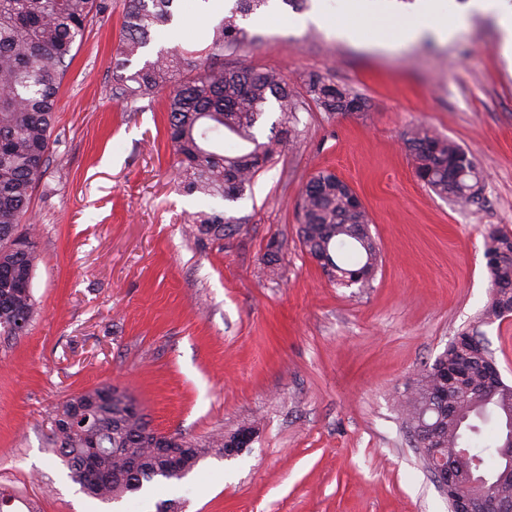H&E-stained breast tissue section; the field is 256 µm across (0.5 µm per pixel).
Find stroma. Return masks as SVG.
Returning <instances> with one entry per match:
<instances>
[{"mask_svg":"<svg viewBox=\"0 0 512 512\" xmlns=\"http://www.w3.org/2000/svg\"><path fill=\"white\" fill-rule=\"evenodd\" d=\"M177 5L145 59L200 45L217 19L199 0ZM267 10L274 22L245 19L256 40L225 66L275 69L296 87L319 72L367 109L304 105L299 144L234 202L179 190L165 94L113 100L123 0L89 22L31 202L38 311L26 335H0V492L12 512H160L176 497L181 512H448L399 397L488 301L485 236L512 229V62L490 18L445 44L382 52L298 25L284 0ZM417 124L474 154L478 204L454 207L417 180L401 141ZM321 170L369 213L381 251L370 287L333 285L299 241L298 203ZM212 207L237 219L232 235L192 231L190 216ZM482 332L512 384V318ZM104 383L157 431L205 441L251 426L254 438L201 460L179 491L99 502L47 438L62 401Z\"/></svg>","mask_w":512,"mask_h":512,"instance_id":"1","label":"stroma"}]
</instances>
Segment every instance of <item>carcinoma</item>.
<instances>
[{"mask_svg":"<svg viewBox=\"0 0 512 512\" xmlns=\"http://www.w3.org/2000/svg\"><path fill=\"white\" fill-rule=\"evenodd\" d=\"M177 0H125L120 37L112 58V98L134 101L172 88L166 104L167 146L178 160L180 187L187 194L234 201L251 187L282 149L296 142L293 114L310 100L330 115L364 112L359 94L320 73L300 88L275 71L224 67V51L251 40L238 24L268 0H231L228 14L211 25L206 44L194 50L162 48L134 73L125 75L158 29L173 23ZM112 8L111 0H0V335L23 336L36 310L32 279L37 229L31 201L52 152V132L63 78L92 18ZM280 119L266 140L256 129L270 104ZM415 175L438 197L464 208L478 202L482 185L473 155L454 140L416 125L402 135ZM328 170L307 183L299 207V237L306 252L338 285L364 288L374 279L379 247L363 204ZM235 223L220 210L201 211L200 234L220 240ZM490 299L478 325L505 319L512 300V233L493 228L485 241ZM465 382L456 410L448 411L444 369L460 358L453 344L418 374L401 398L408 428L432 430L434 448H460L463 459L488 475L497 470L500 448L512 434V405L502 395L475 388L492 354L482 340L467 343ZM95 388L74 394L56 407L49 442L87 496L112 503L155 483L178 487L212 452L224 453V439L202 443L182 434L173 459L155 454V431L127 402L97 403ZM82 418L72 414L76 405ZM473 417L501 429L492 438L469 423Z\"/></svg>","mask_w":512,"mask_h":512,"instance_id":"cac0c4a2","label":"carcinoma"}]
</instances>
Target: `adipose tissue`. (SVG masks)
Segmentation results:
<instances>
[{
	"label": "adipose tissue",
	"instance_id": "ef3b65f1",
	"mask_svg": "<svg viewBox=\"0 0 512 512\" xmlns=\"http://www.w3.org/2000/svg\"><path fill=\"white\" fill-rule=\"evenodd\" d=\"M489 17L495 20L502 53L512 57V0H467L466 4L449 8L448 0H416L413 10L403 23L398 39H389L380 28L382 13H373L371 18L353 15L333 19L326 14L315 12L304 16V23H311L325 29L339 40L353 41L359 38L361 30H368L374 47L397 51L427 37L442 42L455 39L466 31L473 18Z\"/></svg>",
	"mask_w": 512,
	"mask_h": 512
}]
</instances>
